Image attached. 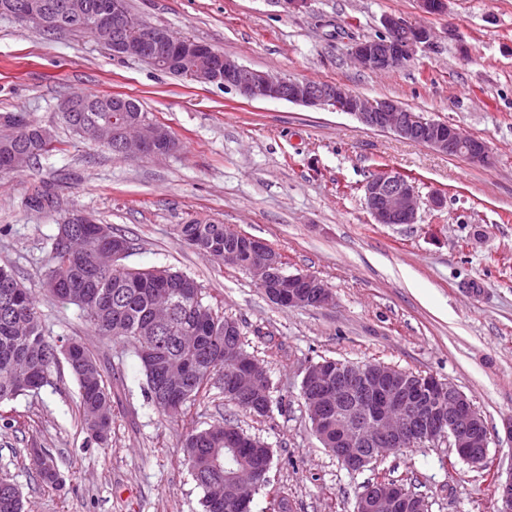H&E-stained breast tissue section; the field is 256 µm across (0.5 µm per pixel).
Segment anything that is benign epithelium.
<instances>
[{
	"label": "benign epithelium",
	"instance_id": "benign-epithelium-1",
	"mask_svg": "<svg viewBox=\"0 0 512 512\" xmlns=\"http://www.w3.org/2000/svg\"><path fill=\"white\" fill-rule=\"evenodd\" d=\"M0 14L29 23L35 30L54 29L69 16L118 58L152 57L159 70L179 65L168 53L178 46L191 59L183 71L189 80L233 89L250 100H284L308 108H329L355 116L364 126L424 144L454 157L462 148L460 132L444 121L425 118L390 99L372 100L356 95L340 83L274 78L251 69L210 46L179 37L165 27L141 25L132 14L120 15L110 0H98L85 10L77 4L46 3L44 0H4ZM378 38L355 41L349 53L357 66L371 72H388L411 59L417 49L431 42L432 30L395 15L382 19ZM79 132L102 145H114L124 155L157 158L171 153L176 140L163 123L147 118L140 122L93 125ZM466 159L491 164L486 142L476 139L467 147ZM364 204L377 224H414L419 194L415 183L401 173L384 169L363 185ZM249 259L245 270L267 297L290 307L326 306L332 292L310 274H287L282 256L260 239L247 242ZM234 367L230 380L234 393L252 401L267 397L259 382L266 373L257 361L228 350ZM303 379L319 386V394L305 398L312 409H336V421L328 430L336 432L333 454L350 470H360L388 453L419 442L448 440L460 459L481 468L487 460L490 433L475 412L470 399L454 385L434 377H419L388 364L375 366L344 364L327 360L305 367ZM497 512H512V474L496 484ZM356 512H429L425 497H408L393 481L368 485L359 495Z\"/></svg>",
	"mask_w": 512,
	"mask_h": 512
}]
</instances>
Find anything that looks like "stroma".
<instances>
[{"label":"stroma","instance_id":"stroma-1","mask_svg":"<svg viewBox=\"0 0 512 512\" xmlns=\"http://www.w3.org/2000/svg\"><path fill=\"white\" fill-rule=\"evenodd\" d=\"M133 14L192 37L253 69L333 81L452 123L483 139L493 163L436 153L361 125L353 116L176 78L119 59L90 34L44 35L0 17V113L48 127L59 149L0 173V264L38 293L46 335L81 338L112 388L108 447L88 443L78 388L59 363L38 392L0 403V476L23 493V512H202L203 493L182 460L192 426L231 421L274 453L271 487L290 512H354L364 484L384 478L422 493L430 512H496V481L512 473V0H448L423 18L416 0H128ZM392 14L426 22L430 44L385 73L358 68L352 41ZM126 94L174 132L162 158L121 156L68 127L72 92ZM411 175L421 200L413 224H378L362 185L379 165ZM54 183L58 206L33 211L24 197ZM447 196L443 209L429 204ZM83 212L134 239L129 266H168L199 282L242 332L283 406L254 417L200 394L175 418L143 396L130 345L98 336L72 304L40 292L51 240ZM210 221L259 238L290 273L331 289L325 307L282 308L245 271L184 244L176 225ZM327 357L381 362L435 376L463 391L491 433L488 465L461 461L447 441L390 454L351 473L322 447L300 397L303 369ZM46 448L63 477L46 487L29 458Z\"/></svg>","mask_w":512,"mask_h":512}]
</instances>
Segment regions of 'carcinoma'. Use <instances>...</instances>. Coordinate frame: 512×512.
I'll return each instance as SVG.
<instances>
[{
    "mask_svg": "<svg viewBox=\"0 0 512 512\" xmlns=\"http://www.w3.org/2000/svg\"><path fill=\"white\" fill-rule=\"evenodd\" d=\"M83 97L97 106L95 112L81 113L84 123L112 117L107 96L85 93ZM38 128L39 123L30 119L23 126L0 123L1 172L15 150L25 153V167L52 150ZM25 204L31 210L50 211L57 198L41 186L28 194ZM76 228L72 238L58 234L52 240V264L43 275L42 290L78 306L99 335L133 347L150 403L175 417L201 392L216 386L225 392V400L255 416L269 417L282 407V402L270 398L260 411L247 400L226 394L224 353L231 319L204 301L202 287H197L198 299H185L179 284L186 274L180 271L164 266L132 268L121 259L109 262L112 238L121 239L129 254L135 249L134 240L114 232L112 225L89 219ZM175 230L189 247L219 264L224 263V244L239 239V233L211 222L178 224ZM62 360L78 384L82 429L96 444L108 445L111 391L97 357L76 338L46 336L35 295L8 266L0 265V403L42 388ZM181 452L203 491V512H232L224 505L228 475L245 471L253 475V484L245 491L250 499L270 486L273 453L242 432L232 450L226 445L223 425L193 427L181 438ZM32 456L42 482L58 486L60 476L52 457L40 448L32 449ZM0 512H22L19 487L2 476Z\"/></svg>",
    "mask_w": 512,
    "mask_h": 512,
    "instance_id": "cac0c4a2",
    "label": "carcinoma"
}]
</instances>
